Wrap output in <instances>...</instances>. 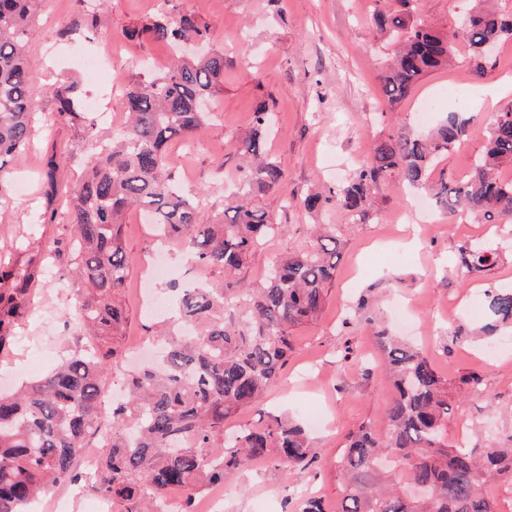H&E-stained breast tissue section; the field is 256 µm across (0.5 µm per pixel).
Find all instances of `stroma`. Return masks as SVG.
<instances>
[{"label": "stroma", "mask_w": 512, "mask_h": 512, "mask_svg": "<svg viewBox=\"0 0 512 512\" xmlns=\"http://www.w3.org/2000/svg\"><path fill=\"white\" fill-rule=\"evenodd\" d=\"M374 8V0H107L91 29L69 35L65 29L80 11L79 0H44L41 19L27 38L33 61L30 94L38 110L34 146L14 161L13 180L24 183V196L0 208V261L19 268L31 260L42 265L57 240L71 234L64 206H56L52 222L41 219L43 156L66 155L65 174L71 180L88 168L83 128L54 119L53 83H77L83 101L98 102L94 131L111 138L125 120L123 87L161 74L173 63L171 47L146 37L129 42L123 35L162 11L196 17L208 27L209 47L224 54V85L210 106L214 119L191 142L175 140L166 149L185 189L203 192L208 216L224 212V195L238 176L235 143L251 127L259 103H268L275 115L269 148L282 164L287 190L300 195L341 182L376 141L403 131L427 134L416 119L422 107L440 119L451 112L474 118L464 140L441 158L417 197L392 181L377 191L365 219L340 208L322 216V223L336 227V276L318 319L295 330L285 382L266 394L261 408L307 423L318 461L295 482L283 470L257 464L225 487L223 512H300L305 494L336 512L341 495L333 463L344 435L362 423L386 434L385 408L392 396L373 327L341 325L362 297L377 326L414 341L447 377L449 444H456L463 416L474 426L472 445L512 440V355L490 362L469 336L485 322L472 292L512 287V247L500 250L483 272L465 279L456 273L463 246L512 234V224L489 228L461 221L433 200V187L443 174L470 170L485 149L489 119L512 102V40L499 44L495 67L479 79L469 73L466 51L458 50L454 66L425 76L391 110L379 81L391 48L372 26ZM116 49L121 52L117 60L112 57ZM75 51L97 59L101 74L91 76L73 65ZM264 203L288 233L254 253L236 277L243 289L261 284L272 256L289 247L308 249L313 242L311 214L285 205L279 192L267 195ZM123 241L130 260L122 292L128 322L118 344L132 357L159 320L142 301V282L164 246L154 225L133 210L125 216ZM73 298L60 275L42 270L12 350L0 356L1 390L45 375L58 362L69 340L64 317ZM461 324L467 333L459 337L454 330ZM347 346L358 363L341 362ZM472 373L482 378L475 391L460 385L461 377Z\"/></svg>", "instance_id": "35a3bbf8"}]
</instances>
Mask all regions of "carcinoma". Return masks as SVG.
<instances>
[{
  "label": "carcinoma",
  "instance_id": "carcinoma-1",
  "mask_svg": "<svg viewBox=\"0 0 512 512\" xmlns=\"http://www.w3.org/2000/svg\"><path fill=\"white\" fill-rule=\"evenodd\" d=\"M399 10L373 13L376 31L397 45L380 75L390 108L399 105L430 72L455 63V41L469 50L470 73L482 77L496 65L479 48L512 40V14L477 7L452 37L412 16L413 0H396ZM41 0H0V201L8 191L14 158L31 145L35 104L29 83L33 63L24 51ZM166 44L203 38L207 25L192 16H164L126 31ZM224 83V53L182 59L156 79L124 89L126 126L112 142L93 132L78 106L73 83L55 93L56 121L86 128L91 166L80 180L63 178L62 157L47 156L39 173L46 209L65 201L72 230V259L63 276L75 299L65 320L96 344L79 342L46 376L12 394L0 393V512H27L48 485L79 483V451L102 448L91 477L95 492L122 505L121 512H162L171 490L184 495L182 512H194L197 495L257 461L307 472L317 456L304 427L285 414L259 411L261 424L228 434L226 419L259 405L283 382L293 349L292 331L321 311L336 271V232L320 225L308 250L288 249L271 262L261 287L242 290L232 278L260 242L284 234L261 200L285 189L280 162L267 147L271 112H254L251 131L236 142L245 162L224 218L207 217L205 197L184 190L170 168L166 147L191 140L213 113L200 107ZM474 117L451 112L423 141L400 132L376 142L367 160L339 188L292 199L309 211L339 206L364 219L377 190L396 179L422 186L430 169L466 136ZM483 154L461 178L450 173L434 189L435 202L450 216L484 224L512 223V103L487 126ZM149 218L160 236L196 264L224 273V280L199 288L173 285L177 329L158 335L163 366L123 372L126 398L102 414L101 398L117 367L114 337L126 312L119 297L129 273L121 220L128 210ZM498 252L492 242L461 249L460 272L486 270ZM39 268L0 267V351L14 339L16 322L30 301ZM485 339L512 325V289L484 293ZM380 346L393 397L386 410L388 433L361 424L348 432L336 459L342 486L338 512H499L486 493L494 482L512 486V447L470 448L448 444V380L418 348L382 331Z\"/></svg>",
  "mask_w": 512,
  "mask_h": 512
}]
</instances>
